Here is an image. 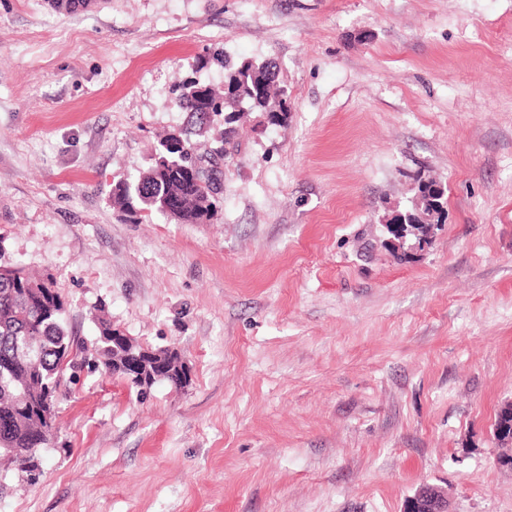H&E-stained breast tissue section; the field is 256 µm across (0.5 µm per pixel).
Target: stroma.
Returning a JSON list of instances; mask_svg holds the SVG:
<instances>
[{
    "instance_id": "1",
    "label": "stroma",
    "mask_w": 512,
    "mask_h": 512,
    "mask_svg": "<svg viewBox=\"0 0 512 512\" xmlns=\"http://www.w3.org/2000/svg\"><path fill=\"white\" fill-rule=\"evenodd\" d=\"M218 52L275 59L287 121L238 122L210 217L129 218ZM419 175L445 216L390 248ZM1 263L82 352L0 512H512V0H0ZM102 318L183 385L106 376ZM448 498L441 492L429 493L423 486L414 496L407 499L403 512H447Z\"/></svg>"
}]
</instances>
